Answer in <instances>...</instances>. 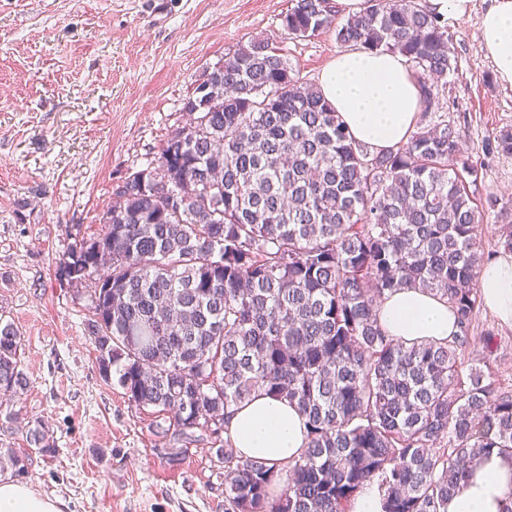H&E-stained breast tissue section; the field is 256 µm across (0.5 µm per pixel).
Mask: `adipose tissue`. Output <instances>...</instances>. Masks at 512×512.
Returning a JSON list of instances; mask_svg holds the SVG:
<instances>
[{
  "label": "adipose tissue",
  "instance_id": "1",
  "mask_svg": "<svg viewBox=\"0 0 512 512\" xmlns=\"http://www.w3.org/2000/svg\"><path fill=\"white\" fill-rule=\"evenodd\" d=\"M479 46L498 82L512 88V0H491L483 12ZM323 97L351 136L376 151L407 142L422 107V93L403 56L348 48L324 66L318 82ZM482 299L497 319L512 325V255L484 265L478 273ZM382 328L395 339L444 342L458 332L447 302L417 289H401L378 311ZM236 454L283 465L308 441L305 418L296 407L268 395L256 397L227 426ZM0 512H63L59 499L30 486L0 481ZM448 512H512V458L491 451L474 462L467 480L448 501Z\"/></svg>",
  "mask_w": 512,
  "mask_h": 512
}]
</instances>
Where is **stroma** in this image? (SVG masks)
I'll list each match as a JSON object with an SVG mask.
<instances>
[{"instance_id":"35a3bbf8","label":"stroma","mask_w":512,"mask_h":512,"mask_svg":"<svg viewBox=\"0 0 512 512\" xmlns=\"http://www.w3.org/2000/svg\"><path fill=\"white\" fill-rule=\"evenodd\" d=\"M490 0L448 22L453 69L428 112L457 125L478 171L475 195L512 202V155L492 132L512 128V89L479 49ZM291 0H0V315L21 335L22 394L0 395V448L27 460L24 482L67 512H224L217 445L130 403L104 381L82 325L84 295L60 277L78 230L117 185L189 122L183 107L216 63L268 40L301 81L318 84L342 51L333 29L298 38ZM464 367L512 383V327L479 307ZM43 427L51 455L24 432Z\"/></svg>"}]
</instances>
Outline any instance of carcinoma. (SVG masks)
I'll return each instance as SVG.
<instances>
[{"label":"carcinoma","instance_id":"carcinoma-1","mask_svg":"<svg viewBox=\"0 0 512 512\" xmlns=\"http://www.w3.org/2000/svg\"><path fill=\"white\" fill-rule=\"evenodd\" d=\"M335 13L295 0L282 22L309 37ZM335 36L407 58L427 102L452 68L448 28L419 0H367ZM184 111L116 188L107 231L60 263L68 285L99 283L83 325L102 377L182 430L216 434L260 393L306 417L307 446L283 466L216 450L224 512H347L375 480L381 512H448L471 460L512 456V388L459 372L484 265L460 132L438 115L375 152L259 39L216 63ZM402 288L446 298L459 333L389 336L376 309ZM20 349L0 325L5 395L26 385ZM26 469L0 453V473Z\"/></svg>","mask_w":512,"mask_h":512}]
</instances>
